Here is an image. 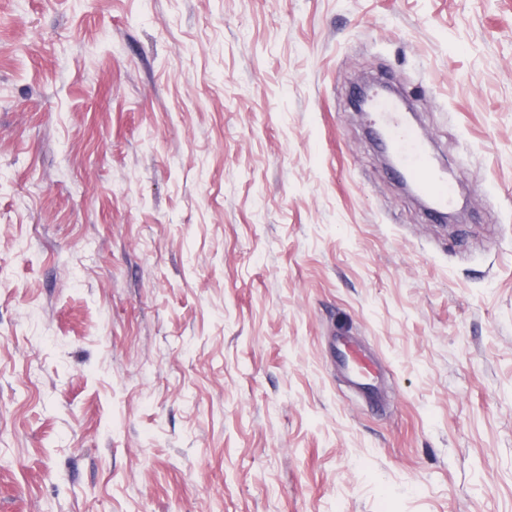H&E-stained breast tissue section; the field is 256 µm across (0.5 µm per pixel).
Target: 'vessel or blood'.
<instances>
[{
  "label": "vessel or blood",
  "instance_id": "obj_1",
  "mask_svg": "<svg viewBox=\"0 0 512 512\" xmlns=\"http://www.w3.org/2000/svg\"><path fill=\"white\" fill-rule=\"evenodd\" d=\"M376 121L388 141L397 173L413 184L417 193L429 203L432 213L439 214L451 208L455 191L442 177L429 156L424 142L407 127L395 101L380 96L372 104ZM338 363L350 383L365 395H372L374 373L360 356L350 337L338 339Z\"/></svg>",
  "mask_w": 512,
  "mask_h": 512
}]
</instances>
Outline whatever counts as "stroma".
Masks as SVG:
<instances>
[{
	"instance_id": "obj_1",
	"label": "stroma",
	"mask_w": 512,
	"mask_h": 512,
	"mask_svg": "<svg viewBox=\"0 0 512 512\" xmlns=\"http://www.w3.org/2000/svg\"><path fill=\"white\" fill-rule=\"evenodd\" d=\"M0 512H512V0H0ZM372 109L379 129L392 149L397 173L412 183L417 193L429 202L433 214L451 208L455 202L453 186L438 173L424 142L404 124L396 102L378 96ZM338 343L337 358L339 366L346 373L350 383L363 392L372 402L374 400V392L371 381L375 378V375L371 367L360 356L350 337L339 336Z\"/></svg>"
}]
</instances>
